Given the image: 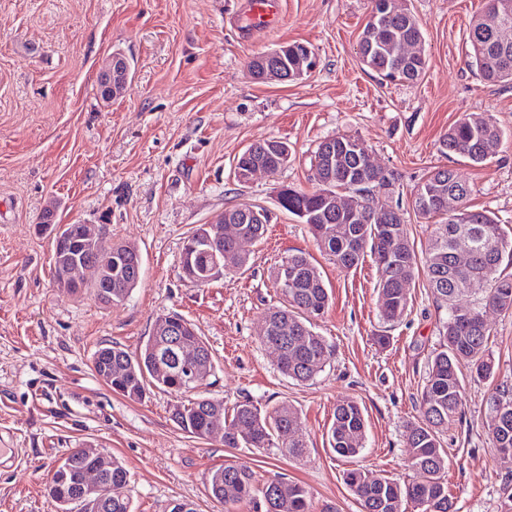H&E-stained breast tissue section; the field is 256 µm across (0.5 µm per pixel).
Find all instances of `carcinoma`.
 <instances>
[{
  "mask_svg": "<svg viewBox=\"0 0 512 512\" xmlns=\"http://www.w3.org/2000/svg\"><path fill=\"white\" fill-rule=\"evenodd\" d=\"M377 28L365 25L361 40L370 41L374 50L366 65L388 76L401 64L400 47L405 40L424 39L418 21L397 0ZM493 0L472 23L469 41L473 49V66L484 80L512 82V45L504 50L494 49L492 29L496 16L491 14ZM506 58L498 69L485 67L484 58L492 53ZM501 132L490 117L466 115L460 118L441 141L444 154H455L473 164L485 162L490 153L487 144L500 142ZM257 149L249 161H262L277 173L283 162L280 154L268 150V141L256 142ZM315 152L313 190L289 189L280 207L300 216L304 211L315 216L308 225L318 249L344 267L358 265L365 254L373 256L379 274L377 305L383 322L394 324L402 320L408 310L407 285L416 274L424 275L437 307L446 310L439 329V344L428 365L426 381L421 392L419 415L406 425L404 443L414 472L411 482L401 485L386 477H373L354 468L345 473V483L361 506V512H404L403 504L411 502L420 512H452L453 502L442 473L448 465L447 453L440 435L461 420L465 414L462 368L470 369L471 378L490 381L494 388L487 401L485 427L496 450L512 449V380L498 374V368L489 352L490 329L486 324L465 319V314H480L486 309L512 312V274L505 270L512 266V235L505 232L498 220L488 211L471 210L467 200L473 189L455 170L437 168L413 188V191L431 193L440 198L450 193L461 199V209L454 215L434 207L420 211L426 219L436 220L426 249L416 252L405 224L404 212H369V220L360 224L349 215L328 204L332 195L355 192L357 156L337 153L336 165L319 162ZM240 205L224 210V222L237 228L241 235L260 240L266 225L256 224ZM342 224L345 233L336 235V225ZM476 229L480 232L478 254L472 265L458 270L453 265V252L458 244V232ZM81 225L67 224L53 237L54 242L68 245L72 253L82 255ZM396 246L397 261L380 264L381 252L386 246ZM112 257L120 263L112 293L127 298L137 287L142 270L138 247L127 243L112 244ZM249 259L235 246L232 238L224 239V272H237L247 266ZM288 268V287H280L279 276ZM274 285L279 294V306L270 311L259 333L261 341L280 352L278 369L300 382L312 380L330 362L332 346L314 330L311 319L324 314L329 306V294L321 272L306 254L300 252L286 257L274 271ZM474 297L468 304L464 298ZM288 332H283V328ZM174 340L172 336H157L154 342H145L136 354L124 348L107 344L93 356L97 375L112 370V391L136 401L142 399L148 387L153 386L179 397L171 409L175 424L197 439L207 438L206 429L215 412L224 419V445L229 448H272L288 459L304 454V435L299 429L300 417L294 409L276 406L263 411L252 401L237 402L231 411L224 403L208 397L190 396L185 385L182 365L176 364L170 374L161 376L156 369V355L150 345L160 347ZM365 421L359 404L344 400L336 405L334 421L328 441L341 457L353 458L364 445ZM274 480L255 484L253 476L239 467L226 463L212 472L209 491L217 501L234 505L244 500L253 504L254 512H311L308 491L299 484L288 487V496L270 500ZM100 512H132L129 475L119 459L112 463V502Z\"/></svg>",
  "mask_w": 512,
  "mask_h": 512,
  "instance_id": "1",
  "label": "carcinoma"
}]
</instances>
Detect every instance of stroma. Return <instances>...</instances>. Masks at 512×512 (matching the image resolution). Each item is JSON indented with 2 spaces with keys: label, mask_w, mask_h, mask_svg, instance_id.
<instances>
[{
  "label": "stroma",
  "mask_w": 512,
  "mask_h": 512,
  "mask_svg": "<svg viewBox=\"0 0 512 512\" xmlns=\"http://www.w3.org/2000/svg\"><path fill=\"white\" fill-rule=\"evenodd\" d=\"M239 4L0 0V448L19 451L0 461V512H51L53 470L83 443L123 462L133 512H167L177 500L197 512H253L245 503L226 509L210 495L212 471L227 462L259 483L278 476L304 486L313 512H361L346 470L400 483L413 476L403 434L418 416L445 313L419 276L406 316L383 324L373 260L336 265L278 197L287 186L313 189L318 145L347 134L398 174L381 200L404 205L417 248L427 246L433 223L410 208V193L436 167L471 184V209L512 228V84L486 82L468 64L470 24L485 0H401L424 34L427 66L412 83L386 80L359 58L372 0H282L278 26L252 35L234 23ZM293 43L317 56L304 80L264 82L250 73L254 57ZM117 52L132 74L106 101L97 76ZM470 113L491 116L503 135L481 164L440 151L448 129ZM260 139L287 142L288 163L239 183L236 159ZM243 202L275 213L263 238L245 248L248 269L202 287L183 279L186 237ZM48 208L53 223L97 224L106 242L140 249L141 280L124 302L106 307L57 288L52 236L40 224ZM299 252L323 273L329 307L314 326L335 349L307 382L284 376L258 337L279 301L271 273ZM173 312L211 348L207 395L228 408L245 396L262 408L292 406L306 441L302 458L191 437L170 417V394L155 388L132 401L99 379V346L139 351L155 320ZM486 322L495 364L512 377V314L491 310ZM381 334L389 338L383 346ZM491 390L466 380L465 416L441 437L455 512H500L503 481L512 477V459L494 452L483 425ZM345 399L361 406L366 425L353 459L339 458L327 435Z\"/></svg>",
  "instance_id": "1"
}]
</instances>
